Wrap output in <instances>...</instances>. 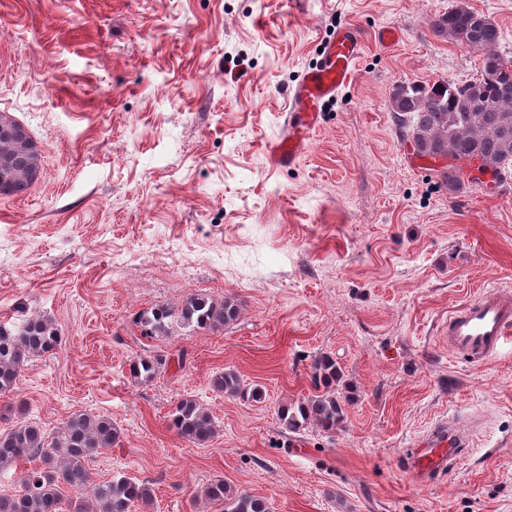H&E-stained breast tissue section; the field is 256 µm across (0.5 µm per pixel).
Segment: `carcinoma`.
<instances>
[{"label": "carcinoma", "mask_w": 512, "mask_h": 512, "mask_svg": "<svg viewBox=\"0 0 512 512\" xmlns=\"http://www.w3.org/2000/svg\"><path fill=\"white\" fill-rule=\"evenodd\" d=\"M434 32L458 45H469L481 53L482 66L476 84L452 80L408 82L395 88L390 111L404 128V137L416 141L421 156L447 155L456 161L479 156L497 166L498 177L512 174V57L498 50L501 32L493 21L471 10L464 0L432 20ZM41 150L30 133L0 135V194L20 196L33 183L32 174L41 166ZM461 168L450 164L441 171L448 192L462 187ZM240 314L237 300L217 301L206 294L187 298L181 307L158 304L138 313L133 324L146 338L166 336L177 324L219 331ZM58 325L43 316H28L18 324L0 322V396L15 390L21 372L35 356L53 351L61 344ZM167 363L163 354L138 357L130 365L131 376L150 382ZM314 393L281 409L283 429L292 433L316 425L326 434L336 432L345 421L336 384L343 372L332 356L321 354L311 365ZM215 391L229 398L250 402L263 399L262 390L234 371L212 379ZM170 426L197 444H207L216 434L215 422L206 407L192 397L180 399L170 412ZM119 431L107 415L76 412L52 434L35 423L19 420L0 434V471L17 463L40 460L30 469L22 489L0 495V512H59L60 488L68 486L80 497L74 512H136L153 499L144 482L115 475L112 480L91 483L88 462L112 447ZM204 497L224 507V512H270L265 500L236 493L222 480L211 482Z\"/></svg>", "instance_id": "cac0c4a2"}]
</instances>
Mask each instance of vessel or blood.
<instances>
[{
  "instance_id": "b4317fda",
  "label": "vessel or blood",
  "mask_w": 512,
  "mask_h": 512,
  "mask_svg": "<svg viewBox=\"0 0 512 512\" xmlns=\"http://www.w3.org/2000/svg\"><path fill=\"white\" fill-rule=\"evenodd\" d=\"M360 28L346 25L324 41L318 63L307 70L288 95L287 133L268 150L273 167L293 166L321 120L322 103L346 88L364 51ZM448 348L459 359L481 364L512 344V296L496 292L480 295L448 316ZM468 432L455 419L441 420L405 456L409 475L420 477L444 471L465 455Z\"/></svg>"
}]
</instances>
